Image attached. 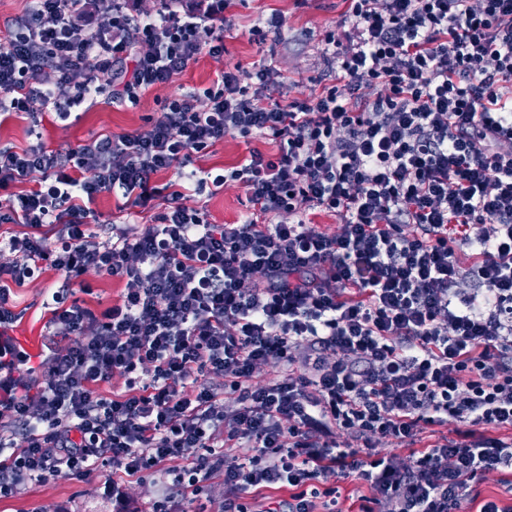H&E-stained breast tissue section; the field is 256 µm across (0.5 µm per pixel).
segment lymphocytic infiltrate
<instances>
[{"label":"lymphocytic infiltrate","mask_w":512,"mask_h":512,"mask_svg":"<svg viewBox=\"0 0 512 512\" xmlns=\"http://www.w3.org/2000/svg\"><path fill=\"white\" fill-rule=\"evenodd\" d=\"M347 2V40H322L334 78L307 96L270 64L229 69L136 133L68 149L45 144L42 110L70 119L116 60L112 99L138 104L223 54L230 0L149 14L31 0L11 19L0 116L24 114L30 143L0 147V186L27 187L0 205V224L24 227L0 238L1 499L63 470L111 471L119 499L126 479L180 457L173 482L194 488L215 448L240 445L224 512L274 485L285 512H341L346 480L366 488L358 512H512L475 490L512 476V0ZM257 134L276 153L195 167L224 136ZM173 168L184 190L155 184ZM229 183L247 192L241 222L189 205ZM103 193L165 210L139 232L100 218ZM40 267L60 285L35 358L11 334L10 301ZM92 274L123 282L119 303L74 298ZM269 364L281 381H257ZM114 375L125 391L103 396Z\"/></svg>","instance_id":"lymphocytic-infiltrate-1"}]
</instances>
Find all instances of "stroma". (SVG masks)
I'll use <instances>...</instances> for the list:
<instances>
[{
	"instance_id": "obj_1",
	"label": "stroma",
	"mask_w": 512,
	"mask_h": 512,
	"mask_svg": "<svg viewBox=\"0 0 512 512\" xmlns=\"http://www.w3.org/2000/svg\"><path fill=\"white\" fill-rule=\"evenodd\" d=\"M345 7L344 0H234L228 10L232 26L224 34V55L199 56L168 85L148 91L134 107L113 103L107 90L110 75L102 73L101 93L91 107L81 108L78 119L62 122L52 113L44 114V140L53 148H75L95 133H135L144 126L146 118L160 112L164 99L201 93L224 69L238 65L249 70L266 58L291 83L292 96L309 93L313 79L324 74L321 40L329 32L342 36L338 21ZM274 12L281 13L285 19L279 36L272 45L258 43L252 35L253 26L259 18ZM253 149L270 153L275 146L258 135L249 138L228 135L210 153L198 158L196 164L206 169L227 168ZM189 203L202 208L213 223L227 224L245 212V190L233 183L215 193L190 198ZM58 281L54 271L46 270L18 291L19 319L12 334L27 342L29 349L36 353L47 341L44 324L48 314L44 302L49 289L57 287ZM108 479L105 473L80 479L62 471L48 481L26 484L13 497L0 498V512H150L158 502L165 503L170 512H223L224 509V470L220 467L210 471L197 491L178 490L160 471L130 479L126 496L120 502L107 492Z\"/></svg>"
}]
</instances>
